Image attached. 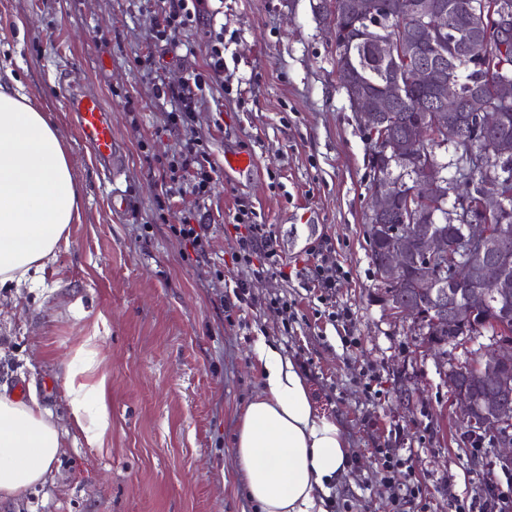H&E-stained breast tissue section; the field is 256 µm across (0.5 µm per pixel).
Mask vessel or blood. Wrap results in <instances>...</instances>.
Here are the masks:
<instances>
[{"label":"vessel or blood","mask_w":512,"mask_h":512,"mask_svg":"<svg viewBox=\"0 0 512 512\" xmlns=\"http://www.w3.org/2000/svg\"><path fill=\"white\" fill-rule=\"evenodd\" d=\"M75 116L77 131L91 149L105 175L117 173L122 155L112 136V121L108 109L97 95L84 94L67 99Z\"/></svg>","instance_id":"obj_1"}]
</instances>
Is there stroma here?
I'll return each instance as SVG.
<instances>
[{
    "mask_svg": "<svg viewBox=\"0 0 512 512\" xmlns=\"http://www.w3.org/2000/svg\"><path fill=\"white\" fill-rule=\"evenodd\" d=\"M144 0H0V70L12 69L31 102L63 134L82 199L81 219L46 264L43 287L0 289V385L36 396L64 436L51 478L0 512H255L232 470L240 410L260 391L253 348L265 339L296 361L313 405L337 420L351 465L332 512H397L400 484H420L429 512H484L512 484L492 438L468 435L443 371L473 361L488 337L428 354L412 321L392 317L368 254L373 181L369 139L339 80L336 46L319 0H208L193 28L194 56L151 40ZM224 37L229 97L207 95L193 124L216 169L206 206L163 196L160 164L175 136L162 132L146 54L178 86L204 69ZM97 94L112 114L124 158L116 177L135 205H109L108 188L81 140L57 76ZM254 159L252 173L224 166ZM269 225L288 279L249 284L252 305L227 308L241 274L234 216ZM208 225L209 257L196 260L171 232L184 217ZM331 240L343 275L329 295L305 263ZM297 318L282 325L271 297ZM342 313L341 321L328 318ZM86 346L84 360L74 350ZM105 381L111 420L104 447L74 425L69 369ZM396 449L384 474L378 449Z\"/></svg>",
    "mask_w": 512,
    "mask_h": 512,
    "instance_id": "1",
    "label": "stroma"
}]
</instances>
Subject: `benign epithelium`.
I'll return each mask as SVG.
<instances>
[{
  "label": "benign epithelium",
  "instance_id": "obj_1",
  "mask_svg": "<svg viewBox=\"0 0 512 512\" xmlns=\"http://www.w3.org/2000/svg\"><path fill=\"white\" fill-rule=\"evenodd\" d=\"M320 9L330 22L334 41L344 44L354 22L383 23L396 10L392 0H374L367 9L353 0H322ZM411 25L415 35L398 34L393 42L378 40L374 54L393 63L411 65L416 80L423 85H438L439 99L430 103L432 127L445 130L456 121V113L468 112L484 129V143L479 147L457 150L454 180L466 182L482 173L478 192L470 199L456 202L463 209L459 230L454 241L441 232L416 224L420 209L413 201L422 196L427 200H444L448 185L441 164L432 156H421L413 149L430 138L429 126L417 121L409 126L401 139H389L381 153L375 155V178L372 187L370 218L383 221L398 198H403L408 209L407 221L391 232V244L386 252L381 275L398 287L404 280L411 257L419 254L438 264V270L426 264L420 271V285H427L439 274L448 276L453 289L441 298L437 311L448 320L464 325L471 320L472 306L491 297L512 299V277L499 269L486 270L478 276V263L488 256H500L512 251V225L507 222L508 201L512 198V136L500 132L504 113L512 112V7L499 5L497 11L485 13V2L472 4L469 18L460 23L452 19L450 10L439 0H414ZM438 33L448 37L460 59L465 61L473 81L481 82L486 62L497 61L494 69L492 95L472 88L464 93L456 74L440 77L436 67L425 60L422 44ZM341 83L345 86L352 107L362 126L368 128L383 122L392 111L400 94V83L391 76L378 90L362 85L350 69L338 65ZM430 169L432 174L414 181L413 172ZM389 309L403 319L421 323L423 313L414 302L405 298H386ZM492 349L486 355L480 376L459 384L462 372L454 365L448 369L453 381L452 403L463 421L470 427L498 428L512 421L507 419L501 404L512 394V336H494Z\"/></svg>",
  "mask_w": 512,
  "mask_h": 512
}]
</instances>
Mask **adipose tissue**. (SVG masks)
<instances>
[{
  "instance_id": "obj_1",
  "label": "adipose tissue",
  "mask_w": 512,
  "mask_h": 512,
  "mask_svg": "<svg viewBox=\"0 0 512 512\" xmlns=\"http://www.w3.org/2000/svg\"><path fill=\"white\" fill-rule=\"evenodd\" d=\"M64 138L31 105L12 71L0 73V288H34L69 224L80 217ZM253 355L261 391L244 408L233 442L234 472L259 512H329L330 493L349 466L337 421L314 408L294 360L265 339ZM76 426L103 447L110 431L105 383L66 377ZM50 412L0 390V496L19 497L45 482L62 446Z\"/></svg>"
}]
</instances>
